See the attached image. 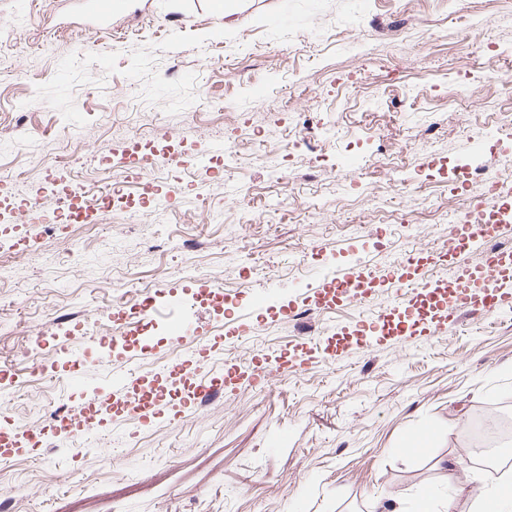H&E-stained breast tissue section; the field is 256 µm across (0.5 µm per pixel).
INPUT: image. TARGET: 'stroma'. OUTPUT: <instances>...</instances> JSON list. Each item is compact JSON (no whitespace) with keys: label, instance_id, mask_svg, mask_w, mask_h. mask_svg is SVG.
<instances>
[{"label":"stroma","instance_id":"1","mask_svg":"<svg viewBox=\"0 0 512 512\" xmlns=\"http://www.w3.org/2000/svg\"><path fill=\"white\" fill-rule=\"evenodd\" d=\"M126 2L90 32L76 0H0V176L14 203L39 193L49 157L66 156L81 129L88 148L72 174L115 182L124 169L98 162L133 139L188 160L249 120L272 152L228 171L214 157L215 175L155 169L159 192L136 226L117 212L64 241L46 224L0 223V237L29 247L0 276V370L47 363L44 379L0 384V406L25 427L48 401L83 406L113 369L155 380L175 347L165 324L114 345L92 332L111 329L119 295L159 286L241 295L233 316L204 308L206 328L184 345L245 377L209 405L170 398L162 419L117 416L92 442L16 455L0 470L11 512H372L378 500L403 512L420 489L443 500L496 484L512 455L493 469L463 456L476 412L512 417V305L302 370L282 367L301 341L282 312L351 336L394 296L379 287L327 309L310 291L339 268L384 279L407 249L432 256L428 278L452 283V170L500 165L512 147V0ZM407 12L419 29L400 27ZM375 15L392 35L370 27ZM67 27L84 34L61 37ZM312 110L320 158L288 142L290 113ZM433 111L451 119L429 133ZM200 194L207 224L189 220ZM250 210L263 223L246 224ZM116 238L105 261L78 259ZM451 456L462 460L452 471L441 465Z\"/></svg>","mask_w":512,"mask_h":512}]
</instances>
